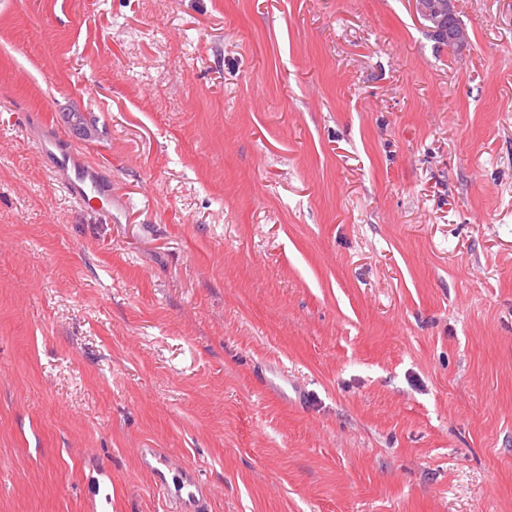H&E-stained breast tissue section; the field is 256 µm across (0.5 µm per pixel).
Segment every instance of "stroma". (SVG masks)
<instances>
[{
    "label": "stroma",
    "mask_w": 512,
    "mask_h": 512,
    "mask_svg": "<svg viewBox=\"0 0 512 512\" xmlns=\"http://www.w3.org/2000/svg\"><path fill=\"white\" fill-rule=\"evenodd\" d=\"M0 0V512H512V0ZM46 130L129 209L80 206ZM415 11L427 24H424L430 35L448 48H454L448 40L459 46L468 42L469 36L460 23L457 15L456 0H414ZM139 454L166 497L167 512H205L210 492L194 469L175 466L158 448H142Z\"/></svg>",
    "instance_id": "stroma-1"
}]
</instances>
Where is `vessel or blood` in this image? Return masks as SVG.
<instances>
[{"label":"vessel or blood","mask_w":512,"mask_h":512,"mask_svg":"<svg viewBox=\"0 0 512 512\" xmlns=\"http://www.w3.org/2000/svg\"><path fill=\"white\" fill-rule=\"evenodd\" d=\"M40 149L51 159L54 171L64 175L65 185L76 199L111 202V185L101 180L98 168L79 158L71 144L51 134L41 140ZM139 454L167 500V512H205L210 492L194 469L175 466L157 448H143Z\"/></svg>","instance_id":"b4317fda"}]
</instances>
